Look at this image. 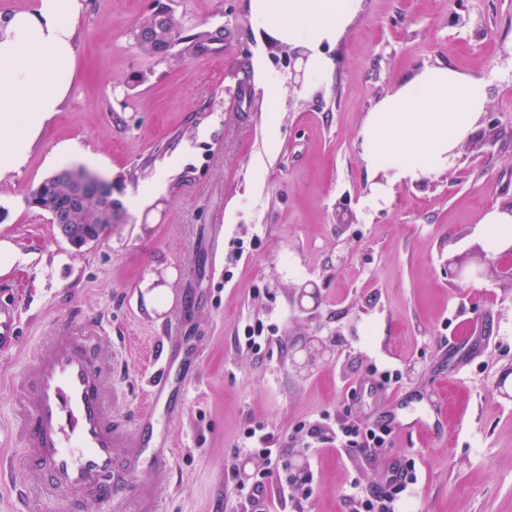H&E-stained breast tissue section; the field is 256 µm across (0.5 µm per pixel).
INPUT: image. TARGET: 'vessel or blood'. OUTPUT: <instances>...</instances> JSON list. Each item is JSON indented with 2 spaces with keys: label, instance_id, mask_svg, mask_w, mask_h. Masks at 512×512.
Returning <instances> with one entry per match:
<instances>
[{
  "label": "vessel or blood",
  "instance_id": "b4317fda",
  "mask_svg": "<svg viewBox=\"0 0 512 512\" xmlns=\"http://www.w3.org/2000/svg\"><path fill=\"white\" fill-rule=\"evenodd\" d=\"M20 310L0 289V347L19 340ZM114 366L103 329L94 319L56 324L40 344L34 366L15 386L17 414L11 437L19 459L0 458V477L8 481L18 512H42L25 490L26 474L38 475L49 512H83L85 502L112 507L134 501L137 512H159L158 489L165 486L171 459L159 456L169 439L161 418H173L167 399L177 385L168 369L154 371L132 422L112 415L105 386ZM392 430L441 435L444 414L436 405L386 410ZM151 463L155 485H132L130 475Z\"/></svg>",
  "mask_w": 512,
  "mask_h": 512
}]
</instances>
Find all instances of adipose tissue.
<instances>
[{"mask_svg": "<svg viewBox=\"0 0 512 512\" xmlns=\"http://www.w3.org/2000/svg\"><path fill=\"white\" fill-rule=\"evenodd\" d=\"M361 0H251L257 31L302 50L311 78L328 74L320 52L336 42ZM83 0H36L0 12V176L19 171L74 80ZM488 102L484 78L448 67L405 79L369 112L359 132L368 170L416 181L448 168Z\"/></svg>", "mask_w": 512, "mask_h": 512, "instance_id": "ef3b65f1", "label": "adipose tissue"}]
</instances>
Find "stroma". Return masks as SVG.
<instances>
[{
  "label": "stroma",
  "instance_id": "35a3bbf8",
  "mask_svg": "<svg viewBox=\"0 0 512 512\" xmlns=\"http://www.w3.org/2000/svg\"><path fill=\"white\" fill-rule=\"evenodd\" d=\"M162 5L180 39L153 56L131 31ZM205 30L215 39L202 50L194 37ZM322 51L330 74L297 82L287 46L258 34L250 0H85L69 99L26 167L0 179V239L26 258L4 275L21 343L0 352V429L43 336L102 316L117 354L115 417L136 412L157 344L176 346L174 374L197 376L168 426L163 512H236L237 480L262 464L236 452L255 421L311 468L304 512H351V485H373L393 461L416 464L408 512H512V400L497 390L512 373V281L483 262L479 224L493 207L512 209V0H362ZM439 66L483 76L486 111L451 168L376 198L359 132L404 78ZM265 71L281 81L274 114ZM64 142L79 152L71 168L110 183L123 212L81 248L28 203ZM235 239L256 247L229 268ZM459 263L485 274L457 286ZM306 283L318 289L311 312L294 299ZM259 321L277 325L275 338L243 350L239 337ZM311 336L332 354L295 370L291 354ZM375 362L402 373L380 403L409 405L427 390L446 408V434L398 433L375 455L305 448L304 423L371 414L350 390Z\"/></svg>",
  "mask_w": 512,
  "mask_h": 512
}]
</instances>
